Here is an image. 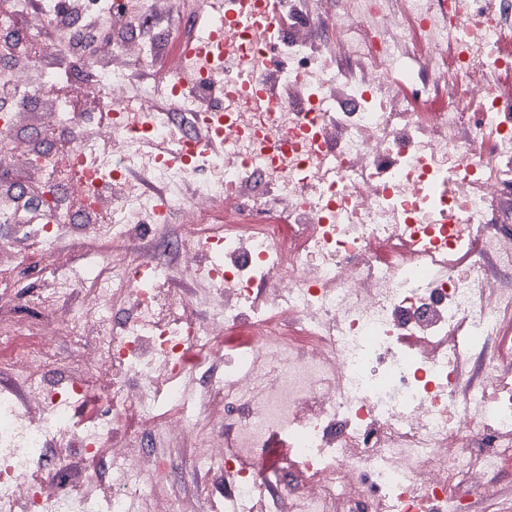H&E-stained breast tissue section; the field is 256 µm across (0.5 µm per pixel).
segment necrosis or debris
Returning a JSON list of instances; mask_svg holds the SVG:
<instances>
[{
	"mask_svg": "<svg viewBox=\"0 0 512 512\" xmlns=\"http://www.w3.org/2000/svg\"><path fill=\"white\" fill-rule=\"evenodd\" d=\"M10 3L0 224L37 242L24 260L44 283L0 284V505L71 512V448L108 486L104 512H193L215 472L224 512L498 507L512 366L487 348L512 328V99L490 76L512 0H264L276 23L242 21L163 80L147 63L222 25L224 0H84L94 29L69 0ZM447 49L448 101L421 110ZM271 50L278 104L258 87ZM185 69L220 89L182 90ZM205 112L230 130L222 153L193 148ZM144 233L156 254L132 248ZM236 325L249 342L229 355ZM190 351L223 374L178 386ZM94 383L99 410L76 423Z\"/></svg>",
	"mask_w": 512,
	"mask_h": 512,
	"instance_id": "4bbe7bcc",
	"label": "necrosis or debris"
}]
</instances>
